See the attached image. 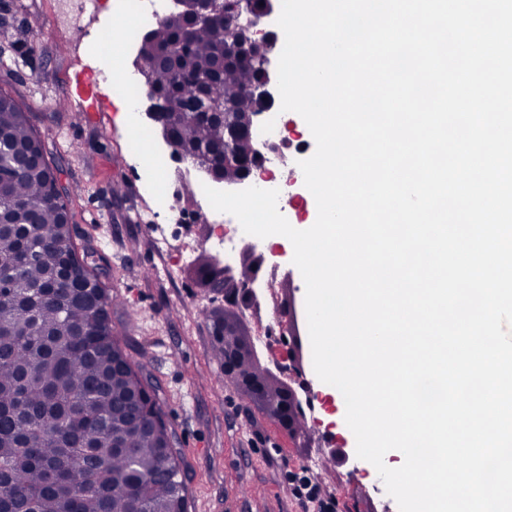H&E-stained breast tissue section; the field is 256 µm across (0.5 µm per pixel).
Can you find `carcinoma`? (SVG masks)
Masks as SVG:
<instances>
[{
  "instance_id": "cac0c4a2",
  "label": "carcinoma",
  "mask_w": 512,
  "mask_h": 512,
  "mask_svg": "<svg viewBox=\"0 0 512 512\" xmlns=\"http://www.w3.org/2000/svg\"><path fill=\"white\" fill-rule=\"evenodd\" d=\"M249 44L231 19L200 25L188 8L162 18L143 44L173 142L227 179L241 168L224 153L247 155L245 119L263 80ZM203 101L230 116L204 112ZM15 151L37 162L16 171ZM102 275L72 240L44 142L0 91V512H185L177 449L160 448L146 426L156 400H141L136 417L122 406L145 383L112 372L120 341Z\"/></svg>"
}]
</instances>
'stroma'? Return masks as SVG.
Wrapping results in <instances>:
<instances>
[{
    "label": "stroma",
    "instance_id": "35a3bbf8",
    "mask_svg": "<svg viewBox=\"0 0 512 512\" xmlns=\"http://www.w3.org/2000/svg\"><path fill=\"white\" fill-rule=\"evenodd\" d=\"M66 8L65 0H0V54L20 61L0 70V89L28 113L58 168L74 242L98 253L112 296V332L156 386L187 466L188 512H317L292 498L286 474L307 470L311 455L324 448V432L341 458L315 475L334 496L335 512H399L375 467L357 457L344 398L319 380L311 349H304L303 363L316 394L310 418L317 436L308 444L288 437L225 378L212 335L224 295L204 280L217 258L204 244L212 226L199 219L195 195L186 191L184 213L199 247L188 255L177 246L155 247L138 215L156 206V187L132 170V132L118 118L111 85L89 86L93 58L112 57V26L98 11L73 27ZM260 249L286 274L276 302L293 303L299 334L307 336L306 287L291 242L270 236ZM169 267L174 276H165Z\"/></svg>",
    "mask_w": 512,
    "mask_h": 512
}]
</instances>
